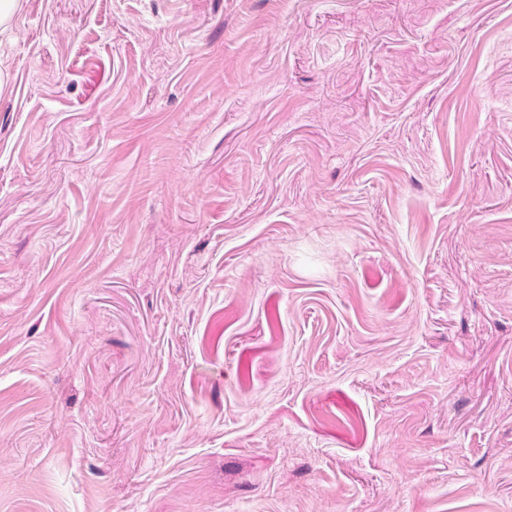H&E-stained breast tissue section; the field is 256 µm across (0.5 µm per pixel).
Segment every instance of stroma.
<instances>
[{
  "mask_svg": "<svg viewBox=\"0 0 512 512\" xmlns=\"http://www.w3.org/2000/svg\"><path fill=\"white\" fill-rule=\"evenodd\" d=\"M0 512H512V0H21Z\"/></svg>",
  "mask_w": 512,
  "mask_h": 512,
  "instance_id": "stroma-1",
  "label": "stroma"
}]
</instances>
